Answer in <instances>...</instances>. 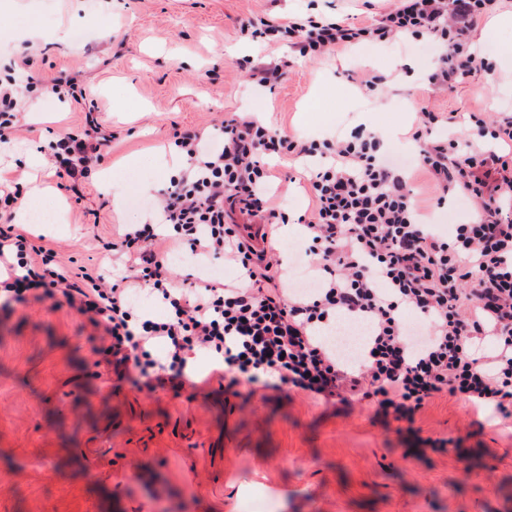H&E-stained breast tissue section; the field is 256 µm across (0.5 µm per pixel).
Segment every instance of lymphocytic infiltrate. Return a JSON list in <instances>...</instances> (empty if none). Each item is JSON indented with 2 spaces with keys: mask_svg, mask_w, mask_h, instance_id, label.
I'll use <instances>...</instances> for the list:
<instances>
[{
  "mask_svg": "<svg viewBox=\"0 0 512 512\" xmlns=\"http://www.w3.org/2000/svg\"><path fill=\"white\" fill-rule=\"evenodd\" d=\"M494 0H394L368 24L334 17L265 24L261 33L293 39L301 56L339 53L365 40H399L430 35L446 51L431 86L453 84L479 65L470 35L477 20L492 12ZM44 86L63 100H77L73 76L50 81L29 76L0 81V139L18 124L19 95ZM412 134L418 148L413 170L399 166L384 141L363 126L320 142L298 141L255 118L232 115L219 128L217 145L202 134L175 133L187 162L154 207L155 216L128 224L107 252L125 256L137 273L106 280L103 273L64 266L55 249L29 243L15 225H0V310L27 302L31 292L62 296L102 330L101 352L117 378L132 372L148 388L188 385L186 355L220 354L217 374L224 389L262 384L276 392L298 390L326 400L370 401L384 421L414 426L436 396L465 397L475 408L512 418V113L486 121L468 113L474 138L459 142L437 132L456 115L428 109ZM110 139L90 132H66L49 145L56 168L85 176L90 162ZM292 154L318 158L309 171L310 204L298 216L309 267L317 282L302 294L288 285V272L269 245L271 231L285 223L271 204L272 159ZM421 173L445 204L448 195L476 200L474 219L458 225L453 238L431 231L412 188ZM259 221L257 234L241 233L235 214ZM266 248H257V240ZM188 252L224 260L239 276L218 282L194 276L179 288L170 276L169 254ZM149 289L165 301L160 320L137 317L129 290ZM413 311L426 339L414 344L405 319ZM364 320L370 327L365 354L354 369L342 366L331 345L316 332L337 316ZM165 360L154 359L157 341ZM495 346L484 356L485 341Z\"/></svg>",
  "mask_w": 512,
  "mask_h": 512,
  "instance_id": "lymphocytic-infiltrate-1",
  "label": "lymphocytic infiltrate"
}]
</instances>
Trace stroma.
I'll list each match as a JSON object with an SVG mask.
<instances>
[{"instance_id": "obj_1", "label": "stroma", "mask_w": 512, "mask_h": 512, "mask_svg": "<svg viewBox=\"0 0 512 512\" xmlns=\"http://www.w3.org/2000/svg\"><path fill=\"white\" fill-rule=\"evenodd\" d=\"M392 0H0V61L29 57L28 74L66 69L86 89L80 102L37 91L18 102L20 125L0 143V168L23 170L24 193L47 189L59 215L27 224L62 262L88 271L119 225L140 224L179 168L178 132L213 134L245 112L287 135L322 139L358 124L401 130L387 149L414 160L411 134L428 100L436 112L512 111V75L497 59L512 29L480 48L486 68L454 89L428 87L443 46L431 38L366 42L338 54L301 56L288 42L253 40L249 21L276 23L339 14L360 25ZM279 66L273 90L250 76ZM378 75L384 92L365 96L355 78ZM99 126L111 152L91 165L79 192L59 186L45 149L65 131ZM140 164L123 168L126 157ZM275 204L302 213L305 169L273 161ZM110 169L117 192L96 174ZM153 191H141L144 181ZM439 234L454 236L474 209L454 195L437 206L415 180ZM94 330L63 297L14 305L0 319V512H247L245 492L269 497L270 512H512V420L476 415L460 397L433 399L417 434L385 424L368 402L314 399L301 392L241 386L225 392L208 353H189L197 389L136 388L99 362ZM447 440L444 449L430 441ZM162 498H154L157 487Z\"/></svg>"}]
</instances>
